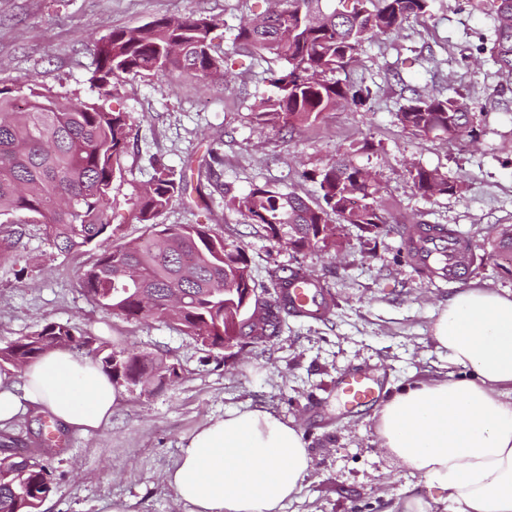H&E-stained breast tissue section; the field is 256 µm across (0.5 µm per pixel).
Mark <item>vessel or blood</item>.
Here are the masks:
<instances>
[{"instance_id": "vessel-or-blood-1", "label": "vessel or blood", "mask_w": 512, "mask_h": 512, "mask_svg": "<svg viewBox=\"0 0 512 512\" xmlns=\"http://www.w3.org/2000/svg\"><path fill=\"white\" fill-rule=\"evenodd\" d=\"M419 245L413 261L417 266L434 270L438 279L458 282L465 279L471 256V242L462 234L448 237L438 234L429 225H421ZM289 306L301 309L312 317L321 316L323 309L315 295L312 281L299 277L288 288ZM340 392L346 405L356 408L375 400L377 390L371 378L362 374L344 376Z\"/></svg>"}]
</instances>
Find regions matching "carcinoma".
Segmentation results:
<instances>
[{
  "instance_id": "carcinoma-1",
  "label": "carcinoma",
  "mask_w": 512,
  "mask_h": 512,
  "mask_svg": "<svg viewBox=\"0 0 512 512\" xmlns=\"http://www.w3.org/2000/svg\"><path fill=\"white\" fill-rule=\"evenodd\" d=\"M280 0L255 18L240 22L233 39L236 55L282 57L287 67L269 79L271 94L254 104L258 123L294 127L314 123L344 102L356 106L372 96L368 86L346 84L336 73L359 62L368 37L398 32L411 19L429 14L430 0ZM490 12L497 25L489 53L498 71L512 77V0H474ZM213 20L201 13L162 17L133 29H119L94 45L90 83L98 89L91 102H63L31 81L0 88V218L18 213L42 224L47 244L68 256L85 247L99 250L94 263L79 275L84 295L97 306L126 318H151L187 336H212L211 348L224 349L233 312L224 309V285L260 289L254 295L252 317L239 325L240 345L272 342L294 312L281 295L288 269L275 265L259 285L244 251L202 224L170 225L160 217L188 184L161 168L133 203V218L143 234L122 242L112 228V182L121 175L132 127L126 113L110 104L111 80L122 75L163 71L190 72L197 78L231 83V54L214 51ZM405 128L422 136L453 142L475 139L477 121L460 98L411 90L397 113ZM410 176L421 195L455 194L460 186L436 169L414 166ZM319 200L311 203L272 184L255 185L229 203L253 224L276 237L289 228L295 247H305L317 225L334 222L368 230L396 232L404 245L413 242L412 229L391 225L383 213L378 186L371 174L346 158L319 174ZM492 257L512 266V231L497 232ZM54 348L85 349L103 370L127 385L162 388L179 377L153 374L164 360L149 353L110 348L69 322H48L0 347V369L25 368ZM54 427L44 426L40 447L23 452L0 466V512H41L54 490L47 453L54 448Z\"/></svg>"
}]
</instances>
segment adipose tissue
Here are the masks:
<instances>
[{"label": "adipose tissue", "mask_w": 512, "mask_h": 512, "mask_svg": "<svg viewBox=\"0 0 512 512\" xmlns=\"http://www.w3.org/2000/svg\"><path fill=\"white\" fill-rule=\"evenodd\" d=\"M431 334L470 375L407 385L380 409V448L428 488L396 512H512V296L465 288ZM119 400L101 364L71 349L0 371V427L30 408L89 433L108 426ZM311 468L298 428L255 406L202 423L165 481L189 512H282Z\"/></svg>", "instance_id": "adipose-tissue-1"}]
</instances>
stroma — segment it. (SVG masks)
Listing matches in <instances>:
<instances>
[{
    "instance_id": "obj_1",
    "label": "stroma",
    "mask_w": 512,
    "mask_h": 512,
    "mask_svg": "<svg viewBox=\"0 0 512 512\" xmlns=\"http://www.w3.org/2000/svg\"><path fill=\"white\" fill-rule=\"evenodd\" d=\"M264 8L263 0H0V87L33 80L62 99L88 102L97 97L88 81L93 46L112 30L194 11L215 20L216 45L228 50L234 27ZM493 30L492 15L468 0H431L425 20L364 42L347 78L371 88L366 107L338 108L293 133L252 117L253 104L270 90V73L284 67L273 54L244 59L227 88L154 71L114 80L111 104L132 126L123 174L112 185L118 236L131 241L143 233L132 203L162 163L193 184L163 223L209 225L242 248L256 281L270 265L293 267L327 284L335 304L325 320L289 318L270 344L212 350L165 323L130 320L90 302L78 274L97 250L61 256L25 215L0 223V239L16 243L0 258V346L46 322L68 321L111 347L163 356L179 373L159 389L121 388L103 430L65 431L50 462L56 490L41 512H104L115 501L128 512H185L165 482L167 470L203 421L248 405L298 426L313 460L282 512H390L396 500L426 495L424 481L379 447L374 408L341 407L336 385L358 371L377 379L386 400L447 372L468 377L431 341L439 307L471 286L512 293V275L489 245L500 225H512V103L498 92L496 66L477 52ZM413 88L465 98L479 117L477 140L451 143L403 129L396 114ZM216 142L224 159L220 189L199 174ZM339 155L372 172L389 223L443 224L469 237L467 278L456 286L430 280L409 264L399 236L351 225L339 248L294 250L224 196L269 182L316 198L315 174ZM414 165L447 174L460 192L422 196L409 174Z\"/></svg>"
}]
</instances>
